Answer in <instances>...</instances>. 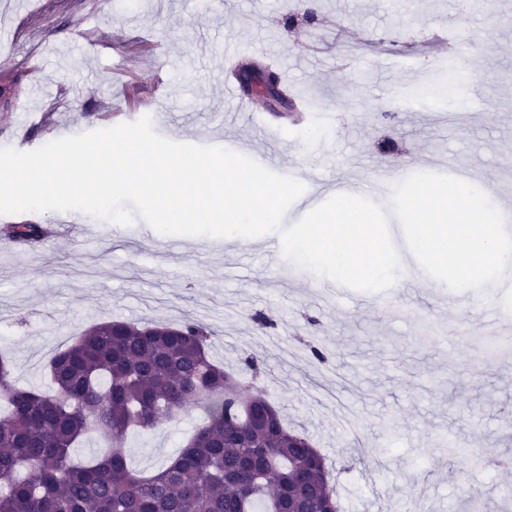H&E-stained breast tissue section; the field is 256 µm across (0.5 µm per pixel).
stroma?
Instances as JSON below:
<instances>
[{
    "label": "stroma",
    "instance_id": "35a3bbf8",
    "mask_svg": "<svg viewBox=\"0 0 512 512\" xmlns=\"http://www.w3.org/2000/svg\"><path fill=\"white\" fill-rule=\"evenodd\" d=\"M9 2L0 0V30L16 37L0 42V71L25 70L24 86L38 80L57 94L31 99V111L49 114L38 127L0 111V148L31 151L66 132L157 113L156 131L169 140L244 155L267 148L284 164L321 169L324 201L383 171L401 181L456 167L473 170L500 211L512 210V0L483 10L464 0H331L315 28L302 11L288 13L285 0H30L20 14ZM438 25L492 35L491 50L466 61L487 103L465 93L428 100L417 115L396 110L404 82L436 73L419 50ZM395 28L418 53L404 76L395 54L341 44ZM228 35L251 56L279 40L291 92L343 108L348 133L310 136L315 111L295 124L272 118L276 134L264 142L254 136L256 117L220 126ZM73 217L60 227L53 211L0 215V355L19 386L47 389L50 358L99 321H192L210 331L211 355L238 378L246 376L243 352L265 360L258 384L326 457L340 512H466L473 499L485 512H512V353L490 358L472 335L440 343L419 329L424 317L465 327L496 317L512 329V288L461 291L453 307L430 277L420 288L400 279L382 293L339 292L332 280L273 258L276 232L245 244L229 237L210 253L204 238L185 236L174 254L168 236L143 220L123 227ZM26 223L54 233L36 247L9 239L7 225ZM259 312L273 314L275 327L259 332ZM313 345L326 364L311 358ZM198 421L191 410L131 432L130 467L152 474Z\"/></svg>",
    "mask_w": 512,
    "mask_h": 512
}]
</instances>
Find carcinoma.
Returning a JSON list of instances; mask_svg holds the SVG:
<instances>
[{
    "mask_svg": "<svg viewBox=\"0 0 512 512\" xmlns=\"http://www.w3.org/2000/svg\"><path fill=\"white\" fill-rule=\"evenodd\" d=\"M23 71L0 75V102L21 91ZM267 111L297 112L296 99L270 65L242 59L230 69ZM272 78V87L262 80ZM46 229L14 224L31 244ZM51 390L23 388L0 356V512H322L338 510L325 458L279 411L209 353L194 322L177 327L110 320L93 325L49 362ZM189 408L201 423L172 461L142 476L127 462L131 428L142 432ZM268 412V430L252 425ZM95 433L100 455L77 462L80 441Z\"/></svg>",
    "mask_w": 512,
    "mask_h": 512,
    "instance_id": "cac0c4a2",
    "label": "carcinoma"
}]
</instances>
